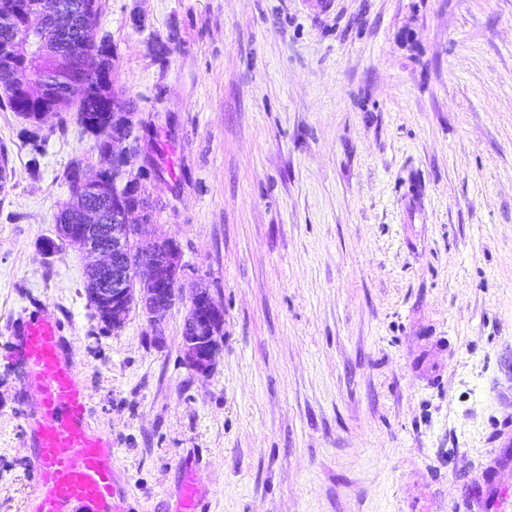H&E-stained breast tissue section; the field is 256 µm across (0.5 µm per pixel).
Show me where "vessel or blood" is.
<instances>
[{"label": "vessel or blood", "instance_id": "vessel-or-blood-1", "mask_svg": "<svg viewBox=\"0 0 512 512\" xmlns=\"http://www.w3.org/2000/svg\"><path fill=\"white\" fill-rule=\"evenodd\" d=\"M64 326L49 310L33 311L16 330L17 357L32 368L39 391L30 433L37 512H123L110 444L86 421L89 395L65 361Z\"/></svg>", "mask_w": 512, "mask_h": 512}]
</instances>
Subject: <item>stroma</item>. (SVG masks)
Segmentation results:
<instances>
[{
	"label": "stroma",
	"instance_id": "35a3bbf8",
	"mask_svg": "<svg viewBox=\"0 0 512 512\" xmlns=\"http://www.w3.org/2000/svg\"><path fill=\"white\" fill-rule=\"evenodd\" d=\"M141 189L180 300L101 330L88 258L49 256L75 112L38 173L0 108V512H35L29 310L110 442L123 512H512V0H102ZM224 312L181 350L193 288ZM223 327L222 309L206 289H197L185 328L183 324L181 348L186 363L198 373L204 374L214 365L223 338Z\"/></svg>",
	"mask_w": 512,
	"mask_h": 512
}]
</instances>
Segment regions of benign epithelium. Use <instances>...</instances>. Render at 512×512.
Listing matches in <instances>:
<instances>
[{
	"mask_svg": "<svg viewBox=\"0 0 512 512\" xmlns=\"http://www.w3.org/2000/svg\"><path fill=\"white\" fill-rule=\"evenodd\" d=\"M73 10L81 13L85 29L93 28L89 4L74 5L68 0H11L0 9V27L5 30L15 29L25 14L52 22L48 38L39 44L37 54L49 60L53 74L39 81H17L18 95L38 113L43 127L54 112L66 105L58 92L61 86L91 77L94 82L87 88L108 102L112 98L109 93L112 64L92 61L88 41L73 38ZM27 52L28 46L16 39L0 44L4 69H10L12 55ZM102 140L107 146L100 156L130 162L128 137L104 134ZM127 183V171L122 167L114 170L113 181L108 185L94 177L83 178L70 208L79 223L60 225L62 237L80 245L90 258L89 277L99 295L111 301L110 318L114 327L123 325L136 294L142 311L153 321H159L161 313L178 299L183 277L179 254L170 240L156 236L154 225L143 223L150 209L147 198L140 196L139 204L131 209L113 202ZM223 327L222 309L207 290H196L181 340L184 359L195 371L204 374L214 365Z\"/></svg>",
	"mask_w": 512,
	"mask_h": 512,
	"instance_id": "obj_1",
	"label": "benign epithelium"
}]
</instances>
